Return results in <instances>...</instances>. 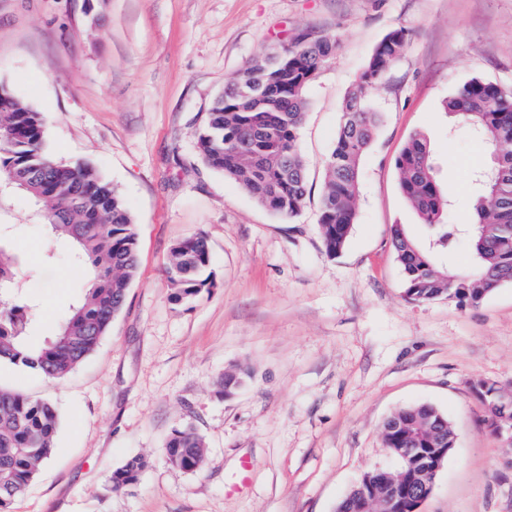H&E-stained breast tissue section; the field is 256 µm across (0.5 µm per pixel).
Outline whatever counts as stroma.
I'll list each match as a JSON object with an SVG mask.
<instances>
[{"label":"stroma","mask_w":512,"mask_h":512,"mask_svg":"<svg viewBox=\"0 0 512 512\" xmlns=\"http://www.w3.org/2000/svg\"><path fill=\"white\" fill-rule=\"evenodd\" d=\"M408 37L384 83L361 169L356 222L329 257L318 216L325 160L372 50ZM334 39L299 130L301 214L284 220L207 167L206 115L246 65L296 35ZM483 77L512 88V0H0V83L40 112L56 160L90 164L116 186L139 238V270L98 346L66 379L0 364V389L54 405L55 450L10 512H336L364 471L393 469L384 420L411 403L444 412L456 434L421 512H512V447L493 434L475 388L512 393V284L478 306L406 299L392 225L426 228L400 186L409 138L430 146L451 220H469L471 170L490 154L450 127L448 97ZM0 232L18 256L29 331L57 330L82 267L32 203L9 192ZM201 235L214 286L173 301L170 249ZM242 386L224 394V374ZM191 428L202 468L172 466L165 443ZM149 465L112 489L127 458Z\"/></svg>","instance_id":"obj_1"}]
</instances>
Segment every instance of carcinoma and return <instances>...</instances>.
Listing matches in <instances>:
<instances>
[{
  "label": "carcinoma",
  "instance_id": "carcinoma-1",
  "mask_svg": "<svg viewBox=\"0 0 512 512\" xmlns=\"http://www.w3.org/2000/svg\"><path fill=\"white\" fill-rule=\"evenodd\" d=\"M407 42L396 28L376 45L356 87L348 94L334 147L326 159L319 225L326 253L334 257L345 247L356 220V198L363 158L380 122L369 95L381 85ZM336 42L297 39L281 48L282 59L256 74L245 66L207 113L197 153L210 168L244 187L255 202L288 220L296 218L307 194V167L298 134L308 105L310 82L301 72L324 67L335 59ZM268 93L255 98L258 79ZM448 115L494 148L497 160L488 171L474 173L473 220L448 223L449 199L440 190L427 141L412 137L397 160L402 191L427 226L422 244L400 224L390 242L404 273L405 297L431 302L454 297L478 305L504 284L512 283V89L482 77L465 81L448 98ZM45 203L44 217L52 230L70 239L73 259L86 266L88 280L81 297L58 332L40 347L28 342L29 306L16 291L19 263L7 255L0 237V364L34 369L51 379L66 378L97 347L119 312L139 267V241L132 216L112 183L83 163H62L44 147V119L27 102L0 85V186ZM465 243L471 269L458 273L440 267ZM209 246L201 236L174 244L165 266L177 302L197 297L212 282L207 270ZM487 413L486 423L498 433L504 413L499 388L483 382L476 389ZM396 430L383 435L387 448L431 447L435 434L453 440L448 418L429 404H411L392 416ZM59 418L54 406L20 393L0 391V512L22 494L55 449ZM168 462L187 471L201 469L205 446L191 429L174 431L166 444ZM148 460L134 456L110 476L112 488L136 484Z\"/></svg>",
  "mask_w": 512,
  "mask_h": 512
}]
</instances>
